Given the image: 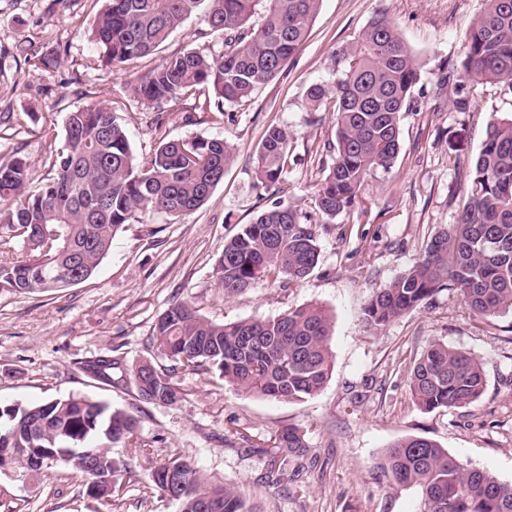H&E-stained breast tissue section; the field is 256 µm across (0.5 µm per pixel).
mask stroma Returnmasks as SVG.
Instances as JSON below:
<instances>
[{"instance_id": "35a3bbf8", "label": "stroma", "mask_w": 512, "mask_h": 512, "mask_svg": "<svg viewBox=\"0 0 512 512\" xmlns=\"http://www.w3.org/2000/svg\"><path fill=\"white\" fill-rule=\"evenodd\" d=\"M102 6L103 0H0V161L24 158L32 184H39L50 173V146L64 142L68 112L102 104L116 105L137 163H146L159 142L195 136L228 141L233 160L199 210L123 225L88 280L59 292H0V406L85 394L134 412V439L145 446L104 500L89 498L84 479L66 466L45 476L0 473V512H176L146 487L149 473L176 452L211 481L238 487L253 512H416V492L389 486L374 470L380 453L406 436L428 437L512 484V314L487 324L446 290L383 329L368 330L362 320L371 296L454 223L488 120L512 114V87L501 83L477 84L469 111L453 106L464 34L484 0H322L303 48L249 106L188 117L176 104L159 129L151 124L153 105L133 92L157 59L106 65L89 38ZM379 15L393 21L419 58L417 108L401 119L391 170L371 173L351 213L327 220L314 195L332 164L336 127L331 113L309 110L306 94L316 83L332 87L336 49ZM166 48L216 53L222 44L197 14ZM24 49L52 58V66L32 71L19 64ZM272 124L293 135L281 200L315 225L319 262L293 286L264 280L228 297L217 261L225 241L272 201L254 187L257 149ZM458 140L462 150H452ZM179 302L217 322L324 306L333 316L332 374L316 395L288 403L238 392L214 369L183 370L181 400L162 405L140 402L134 385L111 390L81 371V361L101 349L131 365H166L152 328ZM434 342L480 359L486 387L476 402L430 412L414 403L410 371ZM289 426L305 431L309 451L295 463L297 476L264 483L276 455L273 436Z\"/></svg>"}]
</instances>
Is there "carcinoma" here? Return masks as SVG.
Masks as SVG:
<instances>
[{
    "mask_svg": "<svg viewBox=\"0 0 512 512\" xmlns=\"http://www.w3.org/2000/svg\"><path fill=\"white\" fill-rule=\"evenodd\" d=\"M322 0H105L91 40L110 65L126 64L163 51L174 30L205 10L209 32L222 50H177L145 72L135 85L138 98L154 105L151 123L163 124L165 106L203 98L202 107L244 106L275 79L304 46ZM261 23L249 25L258 4ZM336 82L307 91L312 111L333 114L336 144L329 172L316 188L315 207L334 219L359 204L365 178L390 169L401 149L402 114L414 108L420 78L416 53L384 16L372 19L355 41L333 56ZM470 85L456 88L467 109L473 85L502 82L512 87V0H486L464 36L461 63ZM63 146L50 151L54 175L36 192H25L29 171L23 159L0 162V248L15 238L28 246L25 260L0 264V290L15 294L59 291L64 276L81 283L97 269L125 224L145 217H179L202 207L224 179L232 148L222 138L191 137L158 145L139 165L125 129L108 106L78 108L65 119ZM293 136L267 127L257 152L256 179L265 189L282 183ZM315 228L296 210L277 201L224 243L218 274L233 296L263 279H306L319 261ZM453 290L476 315L491 322L512 312V117L493 118L468 178L467 201L456 222L435 235L412 265L377 291L363 308V321L381 329L444 290ZM332 318L320 306L290 308L273 319L217 323L185 302L170 305L153 326L157 349L171 365L129 366L121 357L95 355L81 370L110 388L134 383L139 401L156 392L181 393V367H215L224 383L258 397L299 402L317 394L332 373L328 337ZM410 391L423 410L462 408L486 386L475 355L445 343L430 344L411 371ZM138 417L86 395L49 398L29 407L0 408V447L23 448L18 473H40L58 464L78 471L87 487L112 484L127 466L112 449L130 439ZM277 472L307 448L305 432L290 426L277 433ZM179 473V512H250L239 491L209 481L178 453L152 470L149 480L161 497L160 479ZM375 470L395 487L419 491L418 512H512V485L464 465L437 442L402 438L384 450Z\"/></svg>",
    "mask_w": 512,
    "mask_h": 512,
    "instance_id": "obj_1",
    "label": "carcinoma"
}]
</instances>
